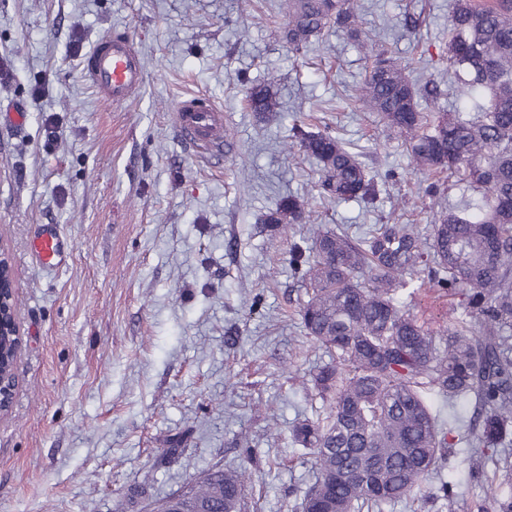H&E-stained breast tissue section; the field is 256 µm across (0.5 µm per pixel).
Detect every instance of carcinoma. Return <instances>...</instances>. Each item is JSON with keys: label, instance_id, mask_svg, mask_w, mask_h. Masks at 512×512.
I'll list each match as a JSON object with an SVG mask.
<instances>
[{"label": "carcinoma", "instance_id": "cac0c4a2", "mask_svg": "<svg viewBox=\"0 0 512 512\" xmlns=\"http://www.w3.org/2000/svg\"><path fill=\"white\" fill-rule=\"evenodd\" d=\"M357 0H279L288 47L299 51L334 27L360 34ZM373 62L357 102L403 137L416 169L458 177L472 192L423 235L408 224H381L354 237L340 229L298 234L305 210L281 198L261 223L288 236L289 263L304 297L305 334L329 361L313 377L325 417L291 427L312 456L313 480L299 512H378L423 485L454 512V485L442 475L449 449L490 461L503 479L471 512H512V5L451 0L448 69L471 111H422L437 95L416 86L405 67L364 39ZM256 112L278 111L268 86L248 89ZM292 142L313 158L320 193L374 202L378 187L358 156L327 131L295 125ZM425 288L461 298L460 316L435 333L401 301ZM465 404V424L447 426L427 394ZM247 468L213 467L151 512H245Z\"/></svg>", "mask_w": 512, "mask_h": 512}]
</instances>
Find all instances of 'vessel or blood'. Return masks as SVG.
I'll return each mask as SVG.
<instances>
[{
    "label": "vessel or blood",
    "instance_id": "obj_1",
    "mask_svg": "<svg viewBox=\"0 0 512 512\" xmlns=\"http://www.w3.org/2000/svg\"><path fill=\"white\" fill-rule=\"evenodd\" d=\"M84 76L103 98L121 105L143 85L146 68L129 37L107 36L91 51ZM173 127L178 138L198 152L218 154L224 150V113L200 98L176 102ZM33 255L38 264L48 267L67 262L69 251L56 225L41 226L33 242Z\"/></svg>",
    "mask_w": 512,
    "mask_h": 512
}]
</instances>
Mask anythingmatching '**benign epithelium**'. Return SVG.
<instances>
[{
  "label": "benign epithelium",
  "mask_w": 512,
  "mask_h": 512,
  "mask_svg": "<svg viewBox=\"0 0 512 512\" xmlns=\"http://www.w3.org/2000/svg\"><path fill=\"white\" fill-rule=\"evenodd\" d=\"M21 346L11 261L0 243V419L12 408Z\"/></svg>",
  "instance_id": "obj_1"
}]
</instances>
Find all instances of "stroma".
I'll use <instances>...</instances> for the list:
<instances>
[{"mask_svg": "<svg viewBox=\"0 0 512 512\" xmlns=\"http://www.w3.org/2000/svg\"><path fill=\"white\" fill-rule=\"evenodd\" d=\"M360 3L363 34L408 64L414 83H438L429 111L459 107L449 0ZM275 4L0 0V240L22 333L12 412L0 420V512H141L215 465L249 467L250 512H295L312 472L289 429L325 412L309 392L324 357L300 323L288 241L260 217L292 194L315 225L424 227L463 189L445 177L429 188L403 138L356 103L368 71L360 47L329 31L289 50ZM114 33L146 64L121 106L82 69ZM270 71L273 121L245 96ZM191 96L223 110L231 153L203 155L176 136L173 107ZM17 110L20 127L5 119ZM298 122L356 145L376 177L375 206L319 198L315 161L282 148ZM43 224L66 240V266L33 258ZM452 303L432 289L407 301L435 332ZM453 463L444 476L462 492L457 512H470L488 484L470 480L465 449Z\"/></svg>", "mask_w": 512, "mask_h": 512, "instance_id": "35a3bbf8", "label": "stroma"}]
</instances>
